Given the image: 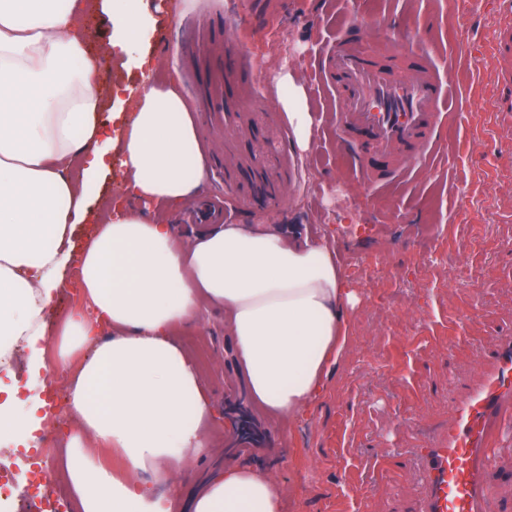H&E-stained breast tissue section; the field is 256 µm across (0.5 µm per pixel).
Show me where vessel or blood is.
I'll return each mask as SVG.
<instances>
[{"mask_svg": "<svg viewBox=\"0 0 512 512\" xmlns=\"http://www.w3.org/2000/svg\"><path fill=\"white\" fill-rule=\"evenodd\" d=\"M325 76L343 98V109L335 115L336 138L353 151L356 165L368 166L373 182L425 160L434 143L435 110L446 98L428 53L418 54L409 75L348 40L331 54ZM487 358L485 382L462 395L446 435L416 451L426 486L416 512L489 510L490 439L512 432V335Z\"/></svg>", "mask_w": 512, "mask_h": 512, "instance_id": "1", "label": "vessel or blood"}]
</instances>
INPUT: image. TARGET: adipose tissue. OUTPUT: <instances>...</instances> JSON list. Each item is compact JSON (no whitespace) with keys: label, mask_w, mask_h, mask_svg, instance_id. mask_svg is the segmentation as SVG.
Segmentation results:
<instances>
[{"label":"adipose tissue","mask_w":512,"mask_h":512,"mask_svg":"<svg viewBox=\"0 0 512 512\" xmlns=\"http://www.w3.org/2000/svg\"><path fill=\"white\" fill-rule=\"evenodd\" d=\"M139 3L103 2L118 27L115 62L149 22ZM91 5L0 0V438L18 432V389L4 378L21 340L32 368L50 356L67 375L77 426L55 469L75 512H281L284 489L267 466L227 462L188 502L171 480L210 448L213 425L204 374L177 332L223 310L254 402L271 425L292 424L347 355L358 296L324 240L277 224H215L177 240L164 214L208 175L195 114L170 78L134 102L121 141L103 137L101 57L80 29ZM277 100L309 150L313 117L293 72L278 78ZM116 150L131 199L157 210L114 205L74 257L73 228ZM74 261L87 308L48 333L45 312Z\"/></svg>","instance_id":"ef3b65f1"}]
</instances>
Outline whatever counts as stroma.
Returning a JSON list of instances; mask_svg holds the SVG:
<instances>
[{
	"label": "stroma",
	"instance_id": "1",
	"mask_svg": "<svg viewBox=\"0 0 512 512\" xmlns=\"http://www.w3.org/2000/svg\"><path fill=\"white\" fill-rule=\"evenodd\" d=\"M151 23L125 69L103 56L96 86L107 107L163 76H176L196 112L209 175L191 202L171 211L181 239L188 221L222 200L228 224H283L326 237L360 297L348 313L353 347L309 417L291 434L268 431L255 461L291 486L285 512H410L421 496L411 448L428 447L451 420L460 393L483 377L487 352L512 328V122L494 105L512 79L497 53L512 40V0H141ZM352 36L370 53L389 48L399 64L431 52L452 76L426 161L373 187L336 142V88L321 62ZM310 99L311 148L295 146L276 102L280 68ZM125 192L120 154L89 198L72 235L74 252L93 237L104 203ZM197 357L217 411L247 382L226 352L224 314L182 337ZM202 460L174 472L192 498L229 457L232 428L219 420ZM0 469L14 473L10 512L33 501L24 457L0 441ZM491 512H512V446L497 443L488 472Z\"/></svg>",
	"mask_w": 512,
	"mask_h": 512
}]
</instances>
